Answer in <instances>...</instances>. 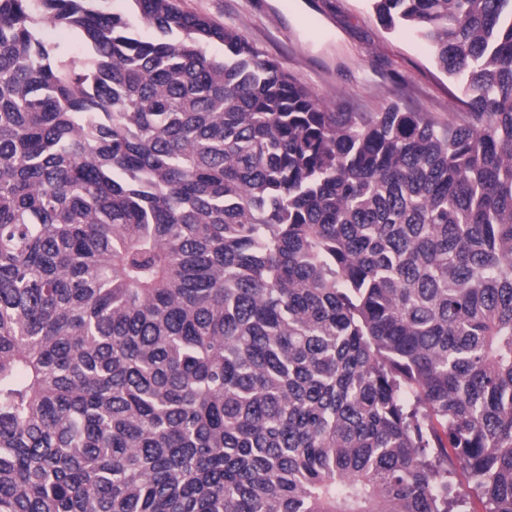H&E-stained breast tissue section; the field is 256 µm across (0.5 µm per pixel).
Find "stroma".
Masks as SVG:
<instances>
[{"label":"stroma","mask_w":512,"mask_h":512,"mask_svg":"<svg viewBox=\"0 0 512 512\" xmlns=\"http://www.w3.org/2000/svg\"><path fill=\"white\" fill-rule=\"evenodd\" d=\"M184 10L237 29L330 108L376 113L392 104L439 121L462 111L461 85L427 42L383 29L371 0H181Z\"/></svg>","instance_id":"1"}]
</instances>
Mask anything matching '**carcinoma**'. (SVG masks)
I'll return each instance as SVG.
<instances>
[{
	"mask_svg": "<svg viewBox=\"0 0 512 512\" xmlns=\"http://www.w3.org/2000/svg\"><path fill=\"white\" fill-rule=\"evenodd\" d=\"M100 2L0 0V512H512V0H374L446 124Z\"/></svg>",
	"mask_w": 512,
	"mask_h": 512,
	"instance_id": "1",
	"label": "carcinoma"
}]
</instances>
